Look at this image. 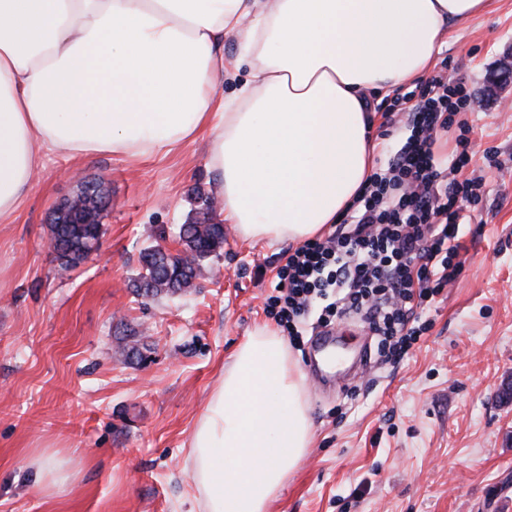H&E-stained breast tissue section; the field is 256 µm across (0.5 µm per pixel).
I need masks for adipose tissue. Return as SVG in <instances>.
Returning <instances> with one entry per match:
<instances>
[{
  "mask_svg": "<svg viewBox=\"0 0 512 512\" xmlns=\"http://www.w3.org/2000/svg\"><path fill=\"white\" fill-rule=\"evenodd\" d=\"M488 0H0V220L42 150L167 155L208 134L224 220L302 243L373 172L369 92L422 79L448 30ZM248 77L220 88L224 38ZM313 438L305 374L281 334L251 333L190 441L203 512H268Z\"/></svg>",
  "mask_w": 512,
  "mask_h": 512,
  "instance_id": "adipose-tissue-1",
  "label": "adipose tissue"
}]
</instances>
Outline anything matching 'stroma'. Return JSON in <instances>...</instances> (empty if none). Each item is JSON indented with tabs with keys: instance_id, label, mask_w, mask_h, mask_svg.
<instances>
[{
	"instance_id": "obj_1",
	"label": "stroma",
	"mask_w": 512,
	"mask_h": 512,
	"mask_svg": "<svg viewBox=\"0 0 512 512\" xmlns=\"http://www.w3.org/2000/svg\"><path fill=\"white\" fill-rule=\"evenodd\" d=\"M510 57L512 0H491L436 54L431 72L474 100L464 118L482 201L459 229L460 272L424 308L429 329L409 353L370 352L350 385L321 382L311 334L293 345L314 436L269 512H512V82L493 81ZM95 179L111 198L99 244L67 270L48 216ZM201 191L217 193L202 136L142 160L43 153L0 223V512H202L189 441L240 343L272 326L265 302L287 246L228 225L194 288L137 296L142 249L173 248ZM48 450L73 472L55 497L33 481Z\"/></svg>"
}]
</instances>
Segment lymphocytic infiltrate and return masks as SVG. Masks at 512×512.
I'll use <instances>...</instances> for the list:
<instances>
[{
    "label": "lymphocytic infiltrate",
    "instance_id": "lymphocytic-infiltrate-1",
    "mask_svg": "<svg viewBox=\"0 0 512 512\" xmlns=\"http://www.w3.org/2000/svg\"><path fill=\"white\" fill-rule=\"evenodd\" d=\"M466 85L437 74L379 104L385 126L403 124L408 136L370 176L328 236L284 253L279 291L267 310L292 341L309 313L328 327L362 315L387 359L403 358L425 331L416 312L459 272L456 260L463 211L481 182L465 175L471 156L466 134L456 138L450 165L436 162L438 131L470 109Z\"/></svg>",
    "mask_w": 512,
    "mask_h": 512
}]
</instances>
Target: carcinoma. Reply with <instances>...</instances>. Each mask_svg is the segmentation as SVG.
I'll list each match as a JSON object with an SVG mask.
<instances>
[{"mask_svg": "<svg viewBox=\"0 0 512 512\" xmlns=\"http://www.w3.org/2000/svg\"><path fill=\"white\" fill-rule=\"evenodd\" d=\"M69 213L51 219V241L57 258L66 268L83 263L102 232L101 219L109 206L108 192L98 181H88L72 197ZM203 218L180 224L175 237L180 248L159 245L140 253L142 271L133 281L139 296L175 295L190 287L203 263L224 247V225L213 222V209L206 206Z\"/></svg>", "mask_w": 512, "mask_h": 512, "instance_id": "cac0c4a2", "label": "carcinoma"}]
</instances>
